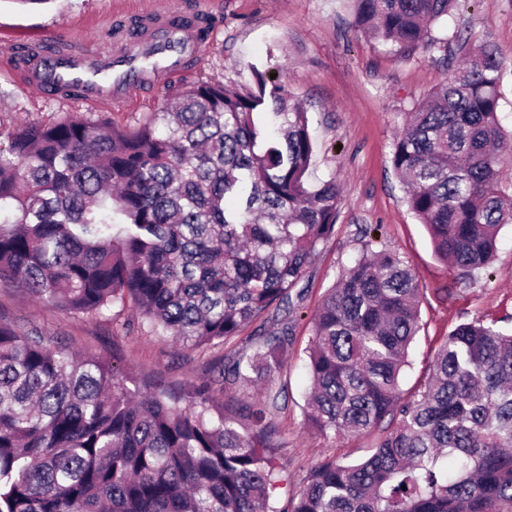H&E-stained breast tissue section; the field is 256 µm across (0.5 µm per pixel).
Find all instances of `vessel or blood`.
<instances>
[{"instance_id": "vessel-or-blood-1", "label": "vessel or blood", "mask_w": 512, "mask_h": 512, "mask_svg": "<svg viewBox=\"0 0 512 512\" xmlns=\"http://www.w3.org/2000/svg\"><path fill=\"white\" fill-rule=\"evenodd\" d=\"M169 14L166 7L138 10V18L154 30V37L132 47H116L109 55L71 43L46 50L40 39H28L13 75L26 88L90 108L129 102L146 87L180 75L186 57L201 49L197 25H169Z\"/></svg>"}]
</instances>
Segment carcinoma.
<instances>
[{
    "label": "carcinoma",
    "instance_id": "carcinoma-1",
    "mask_svg": "<svg viewBox=\"0 0 512 512\" xmlns=\"http://www.w3.org/2000/svg\"><path fill=\"white\" fill-rule=\"evenodd\" d=\"M352 2L358 27L409 56L439 44L431 25L459 0ZM449 55L464 63L413 106L391 164L466 285L512 224L508 60L468 36ZM255 74V90L201 81L133 128L80 115L0 134V288L64 313L128 305L187 350L276 322L186 406L0 322V512H512V328L459 324L403 392L420 283L369 230L314 319L304 422L333 437L377 429L371 454L327 459L290 491L278 396L240 418L215 405L281 369L296 287L340 202L335 180L308 183L307 112Z\"/></svg>",
    "mask_w": 512,
    "mask_h": 512
}]
</instances>
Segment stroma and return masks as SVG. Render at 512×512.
<instances>
[{"mask_svg": "<svg viewBox=\"0 0 512 512\" xmlns=\"http://www.w3.org/2000/svg\"><path fill=\"white\" fill-rule=\"evenodd\" d=\"M152 2L47 0L22 5L0 0V132L22 122L50 124L88 113L14 81V36L37 33L49 44L67 40L103 51L112 46L118 12ZM208 2L216 27L188 68L162 88L126 105L103 107L99 114L125 127L202 80L250 88L253 68L261 63L305 108L314 142L309 180L333 178L341 189L336 232L321 245L299 284L303 298L289 315L295 342L283 369L272 383L241 385L221 398L225 404H240L277 395L283 406L278 421L286 434L277 456L298 488L321 460L362 459L378 439L374 432L333 439L303 424L310 384L305 349L312 319L326 289L359 254L362 228H378L386 247L402 257L424 290L420 331L410 351L412 365L401 379L403 391L422 382L441 339L457 325L512 317V226L501 230L491 268L471 284H458L455 273L436 258L427 229L409 210L390 162L406 113L446 80L443 46L455 44L458 31L490 40L512 57V0H461L460 12L433 29L440 46L418 49L407 58L356 27L347 0ZM0 319L21 332L39 333L52 346L99 356L141 380L188 393L211 377L223 359L248 350V336L259 329L251 324L242 337L192 353L172 337L155 333L132 308L116 306L94 317L64 314L23 292L1 289Z\"/></svg>", "mask_w": 512, "mask_h": 512, "instance_id": "obj_1", "label": "stroma"}]
</instances>
